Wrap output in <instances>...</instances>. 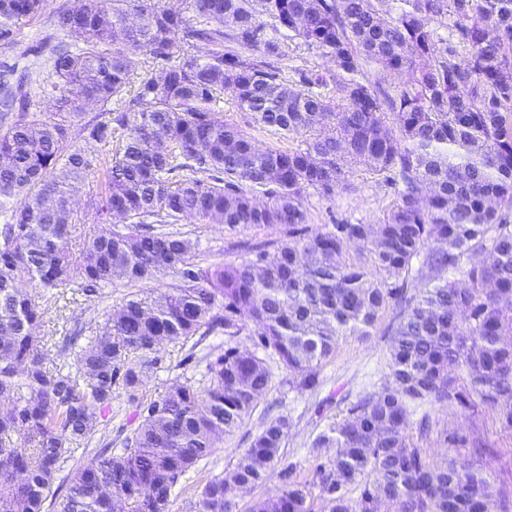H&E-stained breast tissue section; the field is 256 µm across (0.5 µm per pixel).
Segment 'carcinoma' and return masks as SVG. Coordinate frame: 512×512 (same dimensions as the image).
I'll use <instances>...</instances> for the list:
<instances>
[{"label":"carcinoma","mask_w":512,"mask_h":512,"mask_svg":"<svg viewBox=\"0 0 512 512\" xmlns=\"http://www.w3.org/2000/svg\"><path fill=\"white\" fill-rule=\"evenodd\" d=\"M45 7L0 0V41ZM50 20L71 41L53 48L55 118L24 112L0 134V512H44L49 498L53 512H169L180 479L266 392L259 351L279 356L289 388L312 390L338 337L370 335L390 309L391 382L313 441L316 453L336 449L314 467L327 512H512L507 485L469 462L429 461L409 432L424 402L491 408L512 430V0H83ZM282 31L335 69L290 84L277 66ZM390 73L400 82L387 84ZM12 74H0L6 114L29 103ZM226 92L301 143L260 145L216 109ZM88 98L107 120L82 123ZM115 99L127 106L107 109ZM113 140L101 161L94 144ZM103 163L90 205L106 227L74 259L72 202ZM352 164L396 189L384 219L308 232L306 193L332 195ZM186 216L281 225L288 239L205 269L190 238L159 229ZM348 243L363 244V260L346 257ZM161 272L177 276L172 291L129 299L93 326L74 318L58 353L71 363L47 366L42 312L21 283L88 296ZM414 275L434 284L417 294ZM244 318L253 347L209 354L200 381L137 397L162 346L203 327L238 336ZM117 387L139 424L120 453L87 458L92 410L112 411ZM289 427L264 423L230 476L207 481L196 512H234L237 492L281 459ZM446 440L488 451L475 435ZM293 471L252 512H312Z\"/></svg>","instance_id":"1"}]
</instances>
